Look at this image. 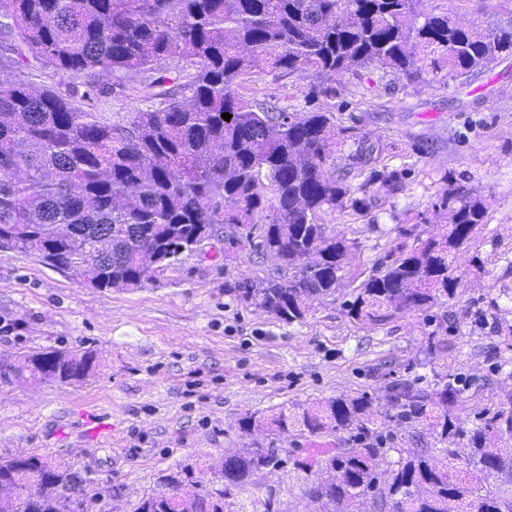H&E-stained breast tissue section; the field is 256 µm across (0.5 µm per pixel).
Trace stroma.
<instances>
[{
    "instance_id": "35a3bbf8",
    "label": "stroma",
    "mask_w": 512,
    "mask_h": 512,
    "mask_svg": "<svg viewBox=\"0 0 512 512\" xmlns=\"http://www.w3.org/2000/svg\"><path fill=\"white\" fill-rule=\"evenodd\" d=\"M109 94L92 109L113 122L146 107L147 91L123 73L100 76ZM310 79L245 77L247 97L306 109ZM334 121L380 145L379 167L400 172L403 188L381 192L368 212L326 215L331 233L356 247L351 271L370 273L399 242L400 230L446 221L438 199L464 185L477 189L486 224L456 261L455 297L379 325L350 318L353 285L313 301L303 322L289 324L247 308L224 292L228 278L273 269L272 257L239 249L225 262L224 245L208 244L163 277L132 291L77 283L37 257L0 246V355L64 349L95 356L84 381L0 383V458L19 452L69 462L87 473L99 512H133L158 491V476L195 458L215 461L252 437L244 418H270L294 401L342 394L377 398L392 381L433 384L449 370L470 378L462 394L464 428L512 392V52L489 68L428 83L333 76ZM501 310L487 316L490 301ZM453 352L432 351L431 335ZM107 424L94 435L86 417ZM256 495L274 490L280 512H319L300 472L265 470L252 478Z\"/></svg>"
}]
</instances>
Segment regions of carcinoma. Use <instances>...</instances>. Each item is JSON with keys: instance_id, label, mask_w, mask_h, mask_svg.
<instances>
[{"instance_id": "1", "label": "carcinoma", "mask_w": 512, "mask_h": 512, "mask_svg": "<svg viewBox=\"0 0 512 512\" xmlns=\"http://www.w3.org/2000/svg\"><path fill=\"white\" fill-rule=\"evenodd\" d=\"M421 0H0V71L32 57L55 73L94 84L126 73L156 103L114 124L50 88L0 77V237L25 255L65 268L79 283L134 290L152 281L145 245L165 254L200 246L215 224L228 228L224 258L245 243L257 255L280 256L285 268L258 281L237 280L224 292L288 324L310 301L332 296L350 273L355 243L328 232L324 217L367 211L375 185L397 192L396 171L373 166L374 149L354 128L333 122L336 89L324 78L380 71L419 84L442 69L458 75L487 68L512 50V26L462 27L446 13L424 15ZM310 72L303 114L241 94V79ZM231 114L230 120L222 114ZM352 141L336 165V137ZM449 223L405 229L402 241L352 290L351 318L373 325L405 311L431 308L455 295L457 255L486 223L482 202L461 187L440 197ZM94 355L50 350L0 356V380L70 383L90 375ZM469 381L455 371L434 385L398 380L384 402L365 394L284 405L268 420L242 428L294 431L299 437L347 433L348 448L318 460L288 457L326 485L306 492L329 512H351L371 498L374 512H512V393L477 413L469 431L458 423ZM428 431L431 442L404 440L392 422ZM466 440L463 453L452 448ZM399 452L387 478L379 458ZM276 449L244 448L230 467L196 460L161 477L162 490L136 512H271L272 499L250 495L248 478L277 467ZM228 481L215 498L204 481ZM92 498L72 466L37 455L0 460V512H84Z\"/></svg>"}]
</instances>
